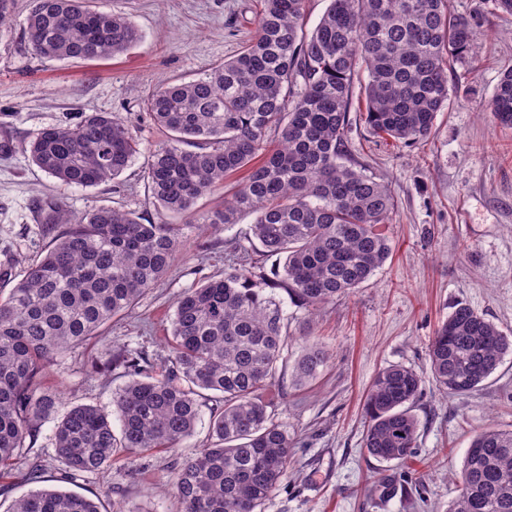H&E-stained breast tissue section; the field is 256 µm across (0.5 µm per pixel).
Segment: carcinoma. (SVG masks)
<instances>
[{"label": "carcinoma", "instance_id": "obj_1", "mask_svg": "<svg viewBox=\"0 0 512 512\" xmlns=\"http://www.w3.org/2000/svg\"><path fill=\"white\" fill-rule=\"evenodd\" d=\"M25 37L37 56L97 61L142 40L123 14L87 0H32ZM255 33L231 59L198 78L154 89L145 101L166 140L150 151L148 189L164 211L203 224L256 214L252 245L274 257L272 275L230 264L224 277L185 291L171 319L164 370L142 351L113 355L127 382L113 395L120 422L91 404L73 405L53 434L64 479L75 482L112 457L175 449L200 418L210 392L212 442L174 468L168 483L177 512H262L288 473L294 438L267 412L263 394L288 356V315L276 290L312 312L367 282L392 254L383 227L398 204L383 182L350 158L354 91L364 96L370 132L403 145L427 141L450 105L453 68L473 58L483 14H458L449 0H331L310 32L306 0H260ZM512 125V67L490 102ZM31 163L67 187H95L120 176L140 140L110 112L40 130ZM224 208L195 215L206 192L244 168ZM51 247L0 297V474L34 441L58 398L38 391L41 373L99 335L153 288L175 258L182 225L143 222L97 207L75 217L58 201L41 209ZM512 355V338L467 305L439 326L428 347L432 379L450 396L477 390ZM326 351L312 345L295 381L319 375ZM422 377L392 365L374 377L365 401L367 452L405 462L417 447L412 405ZM462 492L450 512H512V430L477 433L457 474ZM9 512H101L99 501L39 488Z\"/></svg>", "mask_w": 512, "mask_h": 512}]
</instances>
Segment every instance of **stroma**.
I'll use <instances>...</instances> for the list:
<instances>
[{
    "label": "stroma",
    "mask_w": 512,
    "mask_h": 512,
    "mask_svg": "<svg viewBox=\"0 0 512 512\" xmlns=\"http://www.w3.org/2000/svg\"><path fill=\"white\" fill-rule=\"evenodd\" d=\"M93 9L124 14L143 39L101 61L48 60L36 56L24 35L32 0H14L0 29V280L8 295L15 280L52 243L38 219L49 201L73 214L105 206L147 220L185 225L177 255L159 283L103 336L62 356L40 379V389L61 397L62 407L92 404L112 412V396L125 382L112 368L114 351L138 348L155 369L169 355L175 302L187 289L224 274L231 243H245L254 215L217 230L188 227L187 216L163 213L148 192L146 151L165 138L143 107L159 84L189 81L223 64L255 30L260 0H90ZM477 60L456 67L450 105L438 113L433 135L406 147L369 133L354 96L350 117L352 157L369 166L398 201L385 228L394 246L384 266L352 294L307 313L285 304L288 359L265 395L276 418L295 436L288 477L263 512H449L461 492L453 478L473 435L512 430V355L464 397L440 391L429 372L428 346L456 306L484 313L512 333V127L490 110L501 72L512 65V14L483 20ZM111 112L141 141L142 156L117 180L95 187H63L28 159L29 139L41 129L75 124L82 113ZM321 344L329 359L317 378L297 386L295 361L306 346ZM417 371L422 394L413 412L420 427L408 464L370 456L364 445L363 401L376 373L391 365ZM210 405L192 436L178 449L117 459L79 480L77 492L100 498L102 512L122 501L125 512H175L160 487L178 463L209 443ZM55 419H46L33 445L41 484L65 488L52 444Z\"/></svg>",
    "instance_id": "stroma-1"
}]
</instances>
